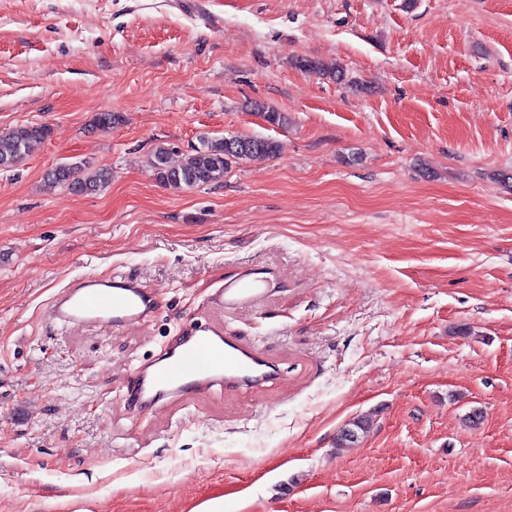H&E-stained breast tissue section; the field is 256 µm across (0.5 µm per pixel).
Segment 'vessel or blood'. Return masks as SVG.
Wrapping results in <instances>:
<instances>
[{
    "label": "vessel or blood",
    "instance_id": "1",
    "mask_svg": "<svg viewBox=\"0 0 512 512\" xmlns=\"http://www.w3.org/2000/svg\"><path fill=\"white\" fill-rule=\"evenodd\" d=\"M268 280L260 270L242 272L230 283L215 288L216 309L257 302L267 292ZM159 301L135 277L86 274L73 279L52 300L49 316L60 326L103 323L121 329L145 323ZM276 369L254 348L208 323H192L163 358L138 367L126 401L133 414L154 410L170 398L200 394L221 385L228 390L258 388L276 376Z\"/></svg>",
    "mask_w": 512,
    "mask_h": 512
}]
</instances>
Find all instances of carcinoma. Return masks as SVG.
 Returning <instances> with one entry per match:
<instances>
[{
	"instance_id": "cac0c4a2",
	"label": "carcinoma",
	"mask_w": 512,
	"mask_h": 512,
	"mask_svg": "<svg viewBox=\"0 0 512 512\" xmlns=\"http://www.w3.org/2000/svg\"><path fill=\"white\" fill-rule=\"evenodd\" d=\"M122 122V116L114 112L96 114L93 126L98 130L108 131ZM50 134V129L41 124H25L0 133V168H10L22 160L43 143ZM247 151L234 154L228 149L227 139H200V145L183 155L176 166L170 164L173 148L165 143L157 144L150 155L149 167L155 179L165 187H195L219 184L224 175L235 165L246 160L275 156L278 144L268 138L240 136ZM112 172L99 168L87 172L78 162L59 163L44 175V182L49 187L67 190L72 194L94 195L107 188ZM373 420L368 415L357 416L348 421L337 434L336 447L345 448L359 442L370 432Z\"/></svg>"
}]
</instances>
